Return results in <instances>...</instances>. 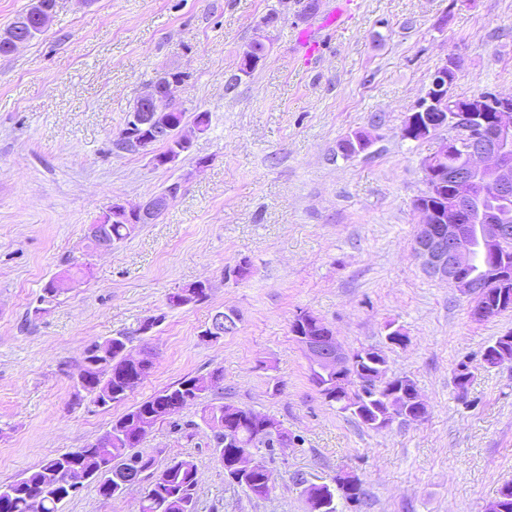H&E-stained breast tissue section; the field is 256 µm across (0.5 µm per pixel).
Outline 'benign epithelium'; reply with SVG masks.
I'll return each mask as SVG.
<instances>
[{
  "label": "benign epithelium",
  "instance_id": "7a95c632",
  "mask_svg": "<svg viewBox=\"0 0 512 512\" xmlns=\"http://www.w3.org/2000/svg\"><path fill=\"white\" fill-rule=\"evenodd\" d=\"M462 59L455 54L445 57L414 112L402 128L404 138L426 139L439 130L448 131L436 150L421 160L426 189L415 208L421 224L414 241V253L425 273L433 278L451 282L460 294L470 300L471 315L485 320L498 309L511 307L507 286L512 282V269L501 259V253L512 248V216L495 209H486L481 198L489 194L512 195V96L495 92L477 93L458 98L452 87L461 69ZM159 88L155 85L138 99L131 114L130 127L145 132L135 134L120 146L123 151L135 152L150 158L157 166L175 163L188 152L193 137L203 133L194 127L186 132L173 119L161 120L156 114ZM177 141L181 147L162 154L155 150L159 144ZM460 152L464 163L444 167L448 154ZM482 187L481 196L475 187ZM181 189L174 183L146 200L136 204H116L106 214L108 218H132L138 224L157 221L170 200ZM498 298L489 304L486 294ZM296 337L301 340L312 367L325 379L317 389L331 383L336 388L347 385V369L355 361L384 369L380 357L365 350L360 356L343 349L334 336L308 337L302 334L303 318H295ZM333 382H327V379ZM388 399L395 401L393 409L372 416L362 413L361 421L376 429L390 426L396 419L420 421L427 415V406L416 389L408 382H396L388 390ZM260 466L254 455L245 453L233 465V478H241ZM308 512H327L328 496L323 484H309L304 489Z\"/></svg>",
  "mask_w": 512,
  "mask_h": 512
}]
</instances>
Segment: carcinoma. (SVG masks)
<instances>
[{
    "instance_id": "carcinoma-1",
    "label": "carcinoma",
    "mask_w": 512,
    "mask_h": 512,
    "mask_svg": "<svg viewBox=\"0 0 512 512\" xmlns=\"http://www.w3.org/2000/svg\"><path fill=\"white\" fill-rule=\"evenodd\" d=\"M134 230L135 225L125 220L99 224L98 236L89 242V246L95 248L102 241L118 246ZM158 323L159 319L155 318L151 324L146 322L139 328L87 347L75 378L78 391L93 397L95 403L103 401L108 407L127 399L125 389L130 385V376H136L140 384L153 366L149 349L145 359L138 363L129 362L128 344L132 337L149 332ZM223 380V373L218 369L207 379L187 376L113 420L106 436L88 444L76 459L69 460L63 453L16 481L0 484V512H59L60 505L75 496L70 491L67 473L93 475L103 463L108 464L112 472L109 484H96L98 494L103 498L124 496L148 472L152 477L151 486L142 493L139 512H196L198 470L195 463L174 458L159 467L155 455L140 450V442H132L131 436L142 424L154 425L173 415L170 408L180 399L190 397L186 402L188 406L202 404V400L208 398ZM251 415L252 410L232 403L212 404L201 409V420L213 433L214 452L228 469L239 454L260 447L274 448L288 437V434L280 433L276 438H256L257 426ZM226 427L232 429V434L224 432ZM245 489L258 499L270 496L261 472L245 477Z\"/></svg>"
}]
</instances>
